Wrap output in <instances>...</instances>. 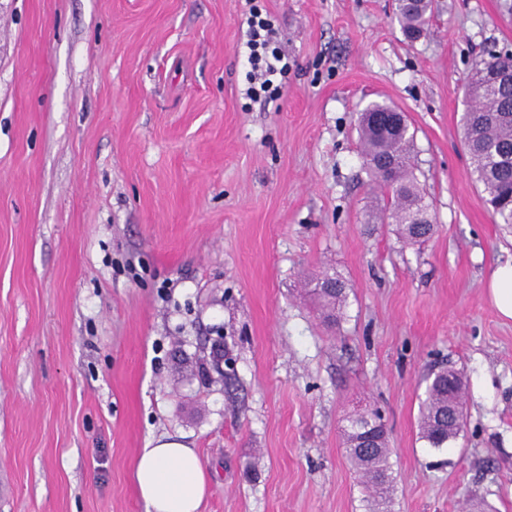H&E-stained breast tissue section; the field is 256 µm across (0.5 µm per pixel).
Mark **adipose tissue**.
<instances>
[{"instance_id": "adipose-tissue-1", "label": "adipose tissue", "mask_w": 512, "mask_h": 512, "mask_svg": "<svg viewBox=\"0 0 512 512\" xmlns=\"http://www.w3.org/2000/svg\"><path fill=\"white\" fill-rule=\"evenodd\" d=\"M134 478L146 512H199L207 489L194 449L166 437L140 450Z\"/></svg>"}]
</instances>
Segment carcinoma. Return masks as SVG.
Masks as SVG:
<instances>
[{
  "instance_id": "obj_1",
  "label": "carcinoma",
  "mask_w": 512,
  "mask_h": 512,
  "mask_svg": "<svg viewBox=\"0 0 512 512\" xmlns=\"http://www.w3.org/2000/svg\"><path fill=\"white\" fill-rule=\"evenodd\" d=\"M397 16L409 38L423 34L430 0L396 5ZM507 71L512 75V55L501 56L488 50L476 60L468 78L472 105L462 117L464 141L470 156L475 181L483 188L498 223L512 227V84L496 87L490 75ZM391 105L376 103L360 113L358 127L362 157L369 173L386 199L384 212L394 220L400 238L416 243L430 238L436 228L429 220V204L410 164L408 145L412 142L406 122L382 133L373 126V114L390 113ZM336 282V290L314 291L323 319L336 326L343 318L347 302L345 283L328 273L319 277ZM466 383L454 369L441 368L425 389L419 418V437L427 445L442 450L463 431L457 416L464 414ZM344 430L348 458L361 474L363 485L381 494L389 485L390 451L386 428L377 414L349 418ZM377 436L376 449L369 456L359 451V439L366 432Z\"/></svg>"
}]
</instances>
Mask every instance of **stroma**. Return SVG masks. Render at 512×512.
Returning a JSON list of instances; mask_svg holds the SVG:
<instances>
[{
	"mask_svg": "<svg viewBox=\"0 0 512 512\" xmlns=\"http://www.w3.org/2000/svg\"><path fill=\"white\" fill-rule=\"evenodd\" d=\"M288 78L250 98L252 10ZM512 51V0H0V512H146L141 448H194L202 512H512V260L471 173L473 61ZM405 112L435 234L403 242L360 155ZM348 289L339 326L309 295ZM464 432L419 439L431 370ZM379 412L393 487L363 492L348 417ZM412 4L403 2L396 5L397 16L402 25L403 31L408 38L420 37L426 25L427 13L430 9V0H416ZM488 291L498 314L512 320V261L499 264L491 271Z\"/></svg>",
	"mask_w": 512,
	"mask_h": 512,
	"instance_id": "stroma-1",
	"label": "stroma"
}]
</instances>
